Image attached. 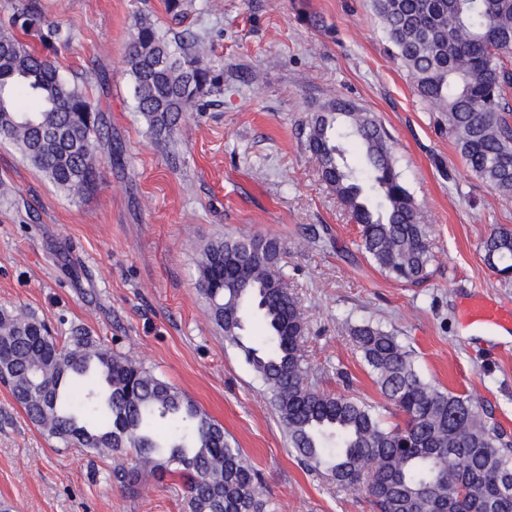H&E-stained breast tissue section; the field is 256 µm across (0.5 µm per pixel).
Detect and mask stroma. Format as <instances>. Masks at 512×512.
Wrapping results in <instances>:
<instances>
[{
  "label": "stroma",
  "mask_w": 512,
  "mask_h": 512,
  "mask_svg": "<svg viewBox=\"0 0 512 512\" xmlns=\"http://www.w3.org/2000/svg\"><path fill=\"white\" fill-rule=\"evenodd\" d=\"M72 39L64 73L99 71L88 92L123 147L97 148L96 191L71 197L0 140V307L46 322L61 341L84 328L134 357L224 427L258 470L266 512H373L361 491L300 465L264 387L224 340L198 288L199 260L224 237L268 236L306 323L310 378L321 390L382 396L348 324L395 330L421 377L492 409L512 433V335L460 321L482 292L512 306V280L483 260L493 227L512 228V198L494 194L437 128L386 53L370 0H191L183 20L166 0H41ZM320 15L324 29L302 20ZM143 13L168 33H195L224 68L219 105L186 110L175 139L154 142L124 72L132 24ZM337 97L374 112L429 226L428 281L375 268L359 229L322 182L301 128ZM346 378H339V371ZM132 456H100L47 439L0 385V504L9 512H190L178 475L149 477L132 494L112 471Z\"/></svg>",
  "instance_id": "obj_1"
}]
</instances>
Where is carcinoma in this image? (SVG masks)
Wrapping results in <instances>:
<instances>
[{"label":"carcinoma","instance_id":"1","mask_svg":"<svg viewBox=\"0 0 512 512\" xmlns=\"http://www.w3.org/2000/svg\"><path fill=\"white\" fill-rule=\"evenodd\" d=\"M371 4L389 55L419 100L441 114L437 123L467 167L512 197V0ZM68 40L39 0H11L0 20V140L78 196L96 189V144L109 134L86 91L96 71L71 79L56 64ZM197 44L190 31L172 40L148 16L135 21L125 72L136 111L159 143L174 138L186 108L203 111L224 93V68L204 61ZM304 133L323 182L358 224L366 256L397 281H427L428 225L375 114L334 98ZM482 249L486 264L511 279L512 230L493 229ZM280 252L275 238L215 240L199 261V287L225 341L264 385L300 463L357 487L375 512H512V439L493 411L424 381L395 332L366 320L349 329L385 403L309 383L305 325ZM0 383L48 438L99 455L131 451L134 464L113 471L124 490L138 491L149 472L176 473L186 480L190 512H265L257 470L220 423L79 330L62 344L35 315L1 307ZM390 409L400 421H387Z\"/></svg>","mask_w":512,"mask_h":512}]
</instances>
